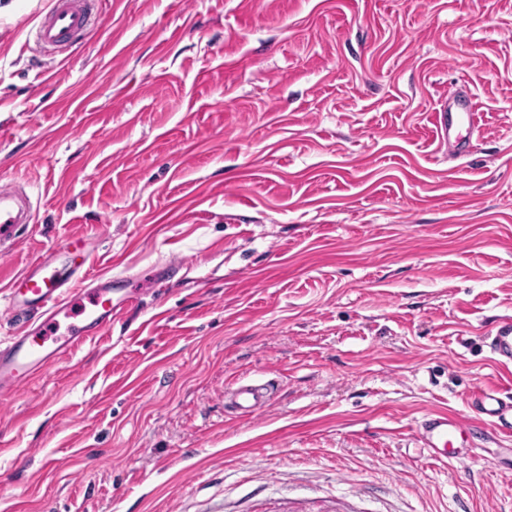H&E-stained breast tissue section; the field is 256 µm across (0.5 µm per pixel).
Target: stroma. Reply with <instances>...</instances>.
Returning a JSON list of instances; mask_svg holds the SVG:
<instances>
[{"label": "stroma", "instance_id": "1", "mask_svg": "<svg viewBox=\"0 0 512 512\" xmlns=\"http://www.w3.org/2000/svg\"><path fill=\"white\" fill-rule=\"evenodd\" d=\"M50 6L0 0V187L37 209L0 237V337L71 235L139 303L0 405V512H512V434L414 438L512 385V0H102L61 54ZM455 110V112H453ZM463 123L474 132L478 128V114L471 111L468 97L461 96L457 90H448V100L435 113V125L442 136L448 134L454 125ZM493 361L501 366L512 365V320L501 321L495 331L486 336ZM227 400L240 414H251L269 406L274 401V394L268 383L239 382L235 387L224 391ZM467 425V421L461 418L436 413L418 421L415 433L421 448H426L432 459L446 461L453 457L464 460L475 455L472 448L457 444Z\"/></svg>", "mask_w": 512, "mask_h": 512}]
</instances>
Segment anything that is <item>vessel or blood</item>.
Segmentation results:
<instances>
[{
    "label": "vessel or blood",
    "instance_id": "vessel-or-blood-1",
    "mask_svg": "<svg viewBox=\"0 0 512 512\" xmlns=\"http://www.w3.org/2000/svg\"><path fill=\"white\" fill-rule=\"evenodd\" d=\"M96 0H53L52 8L35 29L39 47L61 48L73 45L89 29ZM477 129L478 114L467 97L458 91L448 93L435 114L440 134H450L454 125ZM35 213L28 194L20 188H0V230L14 224H30ZM82 240L70 238L65 250H50L38 255L6 285L8 305L13 312H42L43 321L34 327H15L0 343V401L8 402L26 389L61 358L100 336L133 297L112 298V279L90 274L88 256L74 258ZM493 361L512 365V320L501 321L488 336ZM224 398L240 413L251 414L274 401L271 386L259 382H240L226 390ZM470 407L482 421L512 426V394L500 388H480L470 397ZM465 420L436 413L418 421L415 433L421 447L437 461L472 458V448L460 445Z\"/></svg>",
    "mask_w": 512,
    "mask_h": 512
}]
</instances>
